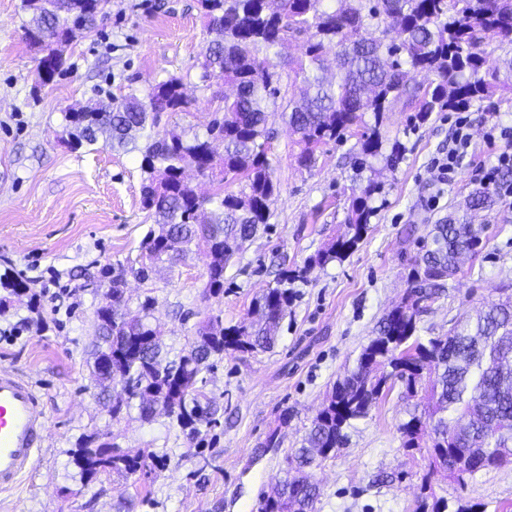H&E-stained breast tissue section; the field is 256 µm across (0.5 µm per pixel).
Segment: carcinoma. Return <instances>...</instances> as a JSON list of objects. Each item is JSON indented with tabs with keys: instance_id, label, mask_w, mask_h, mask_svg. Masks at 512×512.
Instances as JSON below:
<instances>
[{
	"instance_id": "1",
	"label": "carcinoma",
	"mask_w": 512,
	"mask_h": 512,
	"mask_svg": "<svg viewBox=\"0 0 512 512\" xmlns=\"http://www.w3.org/2000/svg\"><path fill=\"white\" fill-rule=\"evenodd\" d=\"M200 6L212 35L200 79L218 78L236 89L235 97L218 107L221 118L189 139L174 128L157 130L162 115L187 112L192 105L183 80L171 77L141 96L132 91L108 97L110 108L64 113L62 139L73 150L101 139L140 154L142 210L158 226L144 237L141 251L173 262L195 245L207 259L213 296L224 292L228 262L270 217L268 201L277 185L266 153L271 137L266 110L281 81L271 59L285 41L305 38L304 58L287 75L288 85L303 86L300 98L288 99L285 113L300 146L297 163L312 167L320 146L348 132L357 137L358 166L370 172L353 200L348 233L310 258L312 267L345 257L367 232L371 201L380 189L375 161L384 160L391 170L401 156L397 143L382 153L380 133L396 104L410 103L423 124L434 112L463 110L512 92V82L482 74L491 46H512V0H332L330 5L326 0H200ZM19 8L27 15L23 35L36 51L43 84L68 69L64 46L73 31L66 19L85 21L91 29L104 15L97 0H20ZM370 26L392 30L393 39L362 38ZM331 52L334 76L324 67ZM419 71L435 80L426 86L413 81ZM217 138L224 142L220 158L211 148ZM189 168L217 182L218 192L200 199L186 177ZM230 177L242 182L239 192L224 193ZM493 204L492 194L481 187L469 194L465 208ZM487 244L483 228L469 223L465 212L431 225L411 258L401 302L379 322L356 367L334 385L306 445L291 456L295 475L279 481L260 512H315L319 486L306 469L335 457L348 441V430L397 382L414 400L409 420L399 426L403 447L431 449L432 464L454 480L499 466L497 449L512 442V296L445 336L424 342L417 335L420 317L461 272V255H474ZM101 276L108 279L106 297L112 303L96 310L92 369L99 395L112 397V417L135 409L139 419L149 421L163 405L181 430L198 436L216 422L218 412L216 399L204 392L205 374L226 350L255 352L274 345L291 298L288 284L300 273L284 274L256 301L250 323L225 327L216 317L173 358L148 321L155 299L147 295L140 303L143 317L122 319L113 306L124 303L126 268L104 267ZM71 457L86 483L135 474L162 460L147 448L121 450L97 435L81 437Z\"/></svg>"
}]
</instances>
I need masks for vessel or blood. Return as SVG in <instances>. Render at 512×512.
Returning <instances> with one entry per match:
<instances>
[{"label": "vessel or blood", "instance_id": "obj_1", "mask_svg": "<svg viewBox=\"0 0 512 512\" xmlns=\"http://www.w3.org/2000/svg\"><path fill=\"white\" fill-rule=\"evenodd\" d=\"M45 423L35 385L0 370V492L15 488L35 463Z\"/></svg>", "mask_w": 512, "mask_h": 512}]
</instances>
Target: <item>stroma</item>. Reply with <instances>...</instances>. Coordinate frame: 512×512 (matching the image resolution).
Here are the masks:
<instances>
[{
	"label": "stroma",
	"mask_w": 512,
	"mask_h": 512,
	"mask_svg": "<svg viewBox=\"0 0 512 512\" xmlns=\"http://www.w3.org/2000/svg\"><path fill=\"white\" fill-rule=\"evenodd\" d=\"M18 5L0 0V276L24 281L27 291L18 297L0 288V369L35 383L46 430L33 470L19 488L0 493V512H259L284 474L287 453L300 447L333 385L404 294L408 264L429 224L477 188L474 171L492 157L486 120L494 112L512 125V99L468 108V161L443 186L430 164L448 145L450 113H433L422 125L409 111L388 113L384 142L400 143L402 157L380 178L369 229L343 259L311 270L308 258L345 232L364 179L350 140L324 145L313 167H299L282 102L270 101L267 154L278 191L267 224L225 268L223 294L210 297L206 260L194 251L160 264L148 280L132 272L152 225L140 202L139 154L100 142L74 151L61 139L69 108L111 93L140 94L171 76L183 79L194 100L172 124L189 137L204 133L225 85L200 80L208 34L198 0H110L96 29L67 46L68 71L45 86ZM476 221L489 242L422 316L421 337L447 333L512 289V203L497 200ZM119 263L131 269L129 313H138L144 296L155 298L151 321L173 354L202 322L216 316L227 327L243 323L255 298L284 272L302 274L291 285L274 348L226 351L208 373L205 390L219 412L203 438L161 414L149 422L113 419L97 396L89 351L108 289L98 271ZM411 409L397 387L357 422L346 447L314 471L321 488L316 512H419L427 496L473 512H512L511 464L478 472L463 488L428 475L399 431ZM91 433L122 448L151 449L165 465L84 483L71 450ZM273 433L281 441L276 448L267 445ZM379 474L387 483L374 484Z\"/></svg>",
	"instance_id": "obj_1"
}]
</instances>
